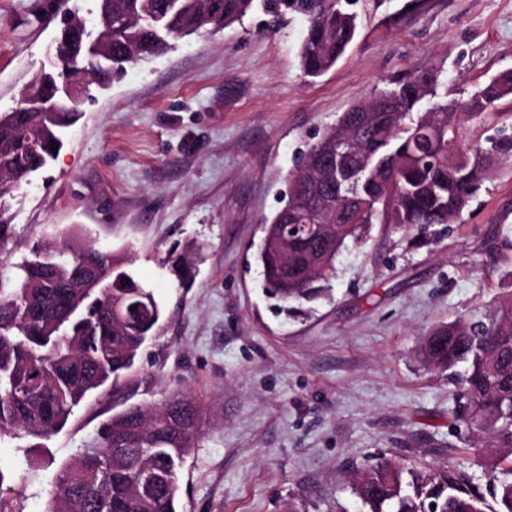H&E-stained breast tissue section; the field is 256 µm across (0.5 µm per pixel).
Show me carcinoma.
<instances>
[{"label": "carcinoma", "instance_id": "carcinoma-1", "mask_svg": "<svg viewBox=\"0 0 512 512\" xmlns=\"http://www.w3.org/2000/svg\"><path fill=\"white\" fill-rule=\"evenodd\" d=\"M350 0H112V35L60 28L54 65L36 99H54L62 75L88 60L104 86L126 66L164 51L168 40L219 31L260 9L276 24L307 23L301 68L316 79L345 55L358 29ZM432 69L418 71L343 112L289 172L284 204L262 225L264 288L287 313L329 292L338 255L374 224L409 231L453 224L496 164L512 159V134L470 143ZM512 95V72L489 80L465 104L471 115ZM80 99L52 112L35 106L0 114V196L48 167ZM455 150L448 152V143ZM180 288L185 257L163 260ZM0 277V436L46 438L73 409L130 372L156 334L163 307L113 251L79 242L38 243ZM418 357L461 390L476 430V465L493 504L448 471L410 474L383 460L353 481L366 512H512V291L482 317L460 315L427 329ZM205 405L176 393L158 406L131 405L104 421L97 438L56 474L45 512H179V474L198 446Z\"/></svg>", "mask_w": 512, "mask_h": 512}]
</instances>
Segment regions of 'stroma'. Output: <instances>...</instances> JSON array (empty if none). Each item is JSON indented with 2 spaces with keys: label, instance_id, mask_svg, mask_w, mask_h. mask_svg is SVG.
I'll list each match as a JSON object with an SVG mask.
<instances>
[{
  "label": "stroma",
  "instance_id": "1",
  "mask_svg": "<svg viewBox=\"0 0 512 512\" xmlns=\"http://www.w3.org/2000/svg\"><path fill=\"white\" fill-rule=\"evenodd\" d=\"M408 2L357 0L355 40L314 80L300 68L299 18L269 33L256 10L174 41L94 91L57 159L0 198L14 226L0 273L73 232L127 256L166 309L134 370L42 440L44 466H28L30 438H0L13 512H44L58 468L113 413L178 391L209 407L180 473V512H363L352 476L381 459L463 471L489 495L458 388L416 350L427 328L512 290V161L442 235L376 224L349 241L328 298L292 316L277 312L255 261L288 171L342 112L420 68L461 103L512 71V0ZM59 27L46 0H0V112L47 66ZM501 129L512 133V96L461 132L475 142ZM170 254L190 258L189 287L163 268Z\"/></svg>",
  "mask_w": 512,
  "mask_h": 512
}]
</instances>
